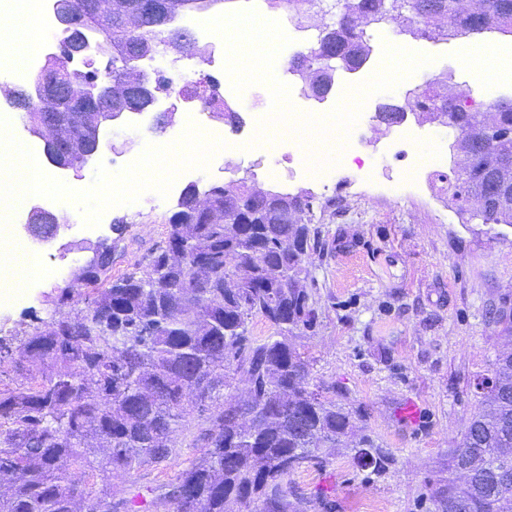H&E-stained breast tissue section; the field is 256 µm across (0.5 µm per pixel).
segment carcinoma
<instances>
[{
  "instance_id": "cac0c4a2",
  "label": "carcinoma",
  "mask_w": 512,
  "mask_h": 512,
  "mask_svg": "<svg viewBox=\"0 0 512 512\" xmlns=\"http://www.w3.org/2000/svg\"><path fill=\"white\" fill-rule=\"evenodd\" d=\"M112 27L117 54L103 81L112 102L133 92L141 110L169 87L136 89L137 60L173 44L161 15L136 13L141 0H119ZM298 12L314 6L319 29L304 60L314 75L335 78L367 59L363 24L389 16L405 27L408 10L432 38L484 24L512 30V0H345L336 21L325 22L319 0H298ZM88 23L66 25L64 48L75 56L88 49ZM52 116L70 139L93 154L101 143L70 126L80 95L70 74L51 77ZM448 101V110L435 100ZM419 110L421 118L456 130L451 144L459 161L444 176L448 200L458 214L484 224L512 225V136L477 137L486 125L512 132V108L498 103L470 112L437 87L406 95L389 112ZM212 212L194 213L190 188L168 220L166 245L142 274L112 277L117 241L93 249L85 276L91 286L85 306L74 305L71 288H59V317L0 339V368L11 367L25 382L0 388V512H316L323 496L299 493L288 477L328 465L326 449L346 448L369 460L373 472L389 455L367 435H354L360 415L342 396L310 388V364L291 341L310 324L309 271L305 257L319 246L305 222L312 210L307 192L282 194L271 205L262 191L241 180L209 189ZM274 331L255 336L254 316ZM23 358H14V350ZM244 392L229 393L236 378ZM480 409L448 453V478L436 492L437 512H512V349L498 355L492 376L478 383ZM201 420L186 444L196 457L167 481L142 494L134 478L163 470L176 454V432L191 416ZM84 480L68 478L69 468ZM120 472L129 487L114 491L91 481Z\"/></svg>"
}]
</instances>
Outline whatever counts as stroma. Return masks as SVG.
<instances>
[{
  "instance_id": "1",
  "label": "stroma",
  "mask_w": 512,
  "mask_h": 512,
  "mask_svg": "<svg viewBox=\"0 0 512 512\" xmlns=\"http://www.w3.org/2000/svg\"><path fill=\"white\" fill-rule=\"evenodd\" d=\"M366 41L372 52L359 69L337 70L340 82L358 84L384 64L390 44L432 56L426 68L394 90L378 93L379 104L403 99L408 87L447 80L468 108L485 111L512 101V74L475 75L461 60L472 37H416L397 25H370ZM166 100L152 111L105 124L101 152L81 167L57 170L50 189L59 201L54 212H67L69 227L60 241L44 244L52 269L32 284L25 297L0 306V337L26 330L33 318L57 317L56 295L72 272L91 257L98 238L110 235L115 221L124 232L112 253V274L144 272L152 254L163 247L167 224L185 188L247 180L271 191H309L310 214L320 246L308 252L314 280L311 327L296 330L297 349L311 363V386H336L362 414L361 425L391 458L388 469L374 475L352 455L338 453L330 466L294 472L290 480L306 495L326 492L333 512H435V491L448 476V452L458 447L478 408L476 377L487 374L499 351L512 341L489 320L491 312L512 314V226L463 222L445 192L426 179L406 181L402 172L419 155H436L440 170L454 161L451 128L408 115L405 125L379 121L361 125L349 140L345 166L324 183L296 176L267 179L266 168L286 166L287 155L309 150L271 128L270 138L255 143L258 120L250 106L239 105L246 121L225 129L224 139L238 143L222 156L223 175L204 165L178 177L177 188L158 201L143 195L105 214L97 212L98 178L136 182L142 173L132 155L154 146L163 158L159 174L189 152L207 151L206 143L187 146L182 115L165 119ZM418 408L415 418L401 416L406 403Z\"/></svg>"
}]
</instances>
